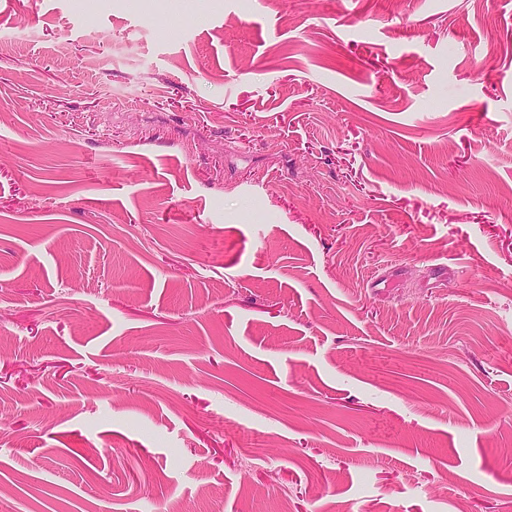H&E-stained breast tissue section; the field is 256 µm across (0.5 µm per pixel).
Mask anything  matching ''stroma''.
Returning a JSON list of instances; mask_svg holds the SVG:
<instances>
[{
  "label": "stroma",
  "instance_id": "obj_1",
  "mask_svg": "<svg viewBox=\"0 0 512 512\" xmlns=\"http://www.w3.org/2000/svg\"><path fill=\"white\" fill-rule=\"evenodd\" d=\"M18 23L0 512H512V0Z\"/></svg>",
  "mask_w": 512,
  "mask_h": 512
}]
</instances>
